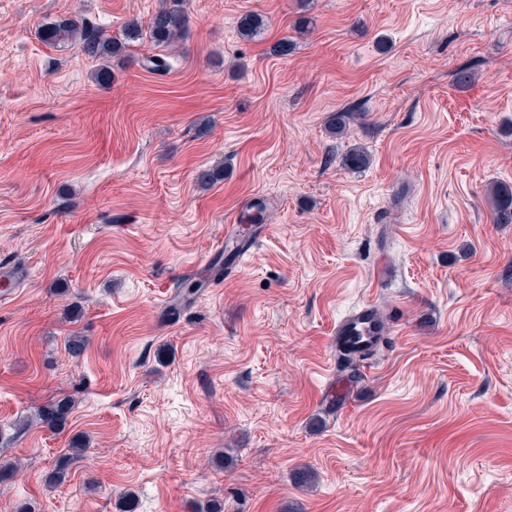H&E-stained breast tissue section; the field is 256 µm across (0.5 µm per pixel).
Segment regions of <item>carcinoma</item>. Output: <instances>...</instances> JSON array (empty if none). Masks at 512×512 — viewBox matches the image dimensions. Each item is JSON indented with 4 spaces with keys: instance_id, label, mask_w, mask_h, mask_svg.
Segmentation results:
<instances>
[{
    "instance_id": "1",
    "label": "carcinoma",
    "mask_w": 512,
    "mask_h": 512,
    "mask_svg": "<svg viewBox=\"0 0 512 512\" xmlns=\"http://www.w3.org/2000/svg\"><path fill=\"white\" fill-rule=\"evenodd\" d=\"M188 26L189 17L185 0H164L161 8L155 11L150 20L148 35L155 45L170 47L184 37ZM265 27V20L260 15L250 13L241 18L239 35L246 41H253L264 33ZM40 34L45 42L53 45L76 42L86 54L94 58L118 55L122 53L126 42L139 40L143 36L141 27L135 21L126 25L125 37L117 40L107 36L98 27L70 18L46 24ZM342 161L349 169L362 170L370 165V156L364 148L355 147L345 153ZM488 195L494 206L496 223L512 224V184L494 182L488 189ZM71 409L72 400L63 396L38 408L34 419L39 425L49 429H59L66 425ZM86 450V444L78 440L73 441L71 453L60 457L48 476L49 483L59 485L65 482L73 460Z\"/></svg>"
}]
</instances>
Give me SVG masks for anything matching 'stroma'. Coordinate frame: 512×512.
I'll return each instance as SVG.
<instances>
[{"instance_id":"obj_1","label":"stroma","mask_w":512,"mask_h":512,"mask_svg":"<svg viewBox=\"0 0 512 512\" xmlns=\"http://www.w3.org/2000/svg\"><path fill=\"white\" fill-rule=\"evenodd\" d=\"M159 6L0 0V266L26 274L0 301V512H512V224L487 194L512 183V0H187L178 49L107 60L40 38ZM357 146L370 167L344 168ZM258 200L267 233L215 277ZM364 304L386 340L333 408L336 324ZM62 395L64 430L23 427ZM86 450V444L80 442V439L73 441L71 448L72 453L58 459L55 468L48 476L49 484L59 485L64 483L69 475L73 460L82 455Z\"/></svg>"}]
</instances>
